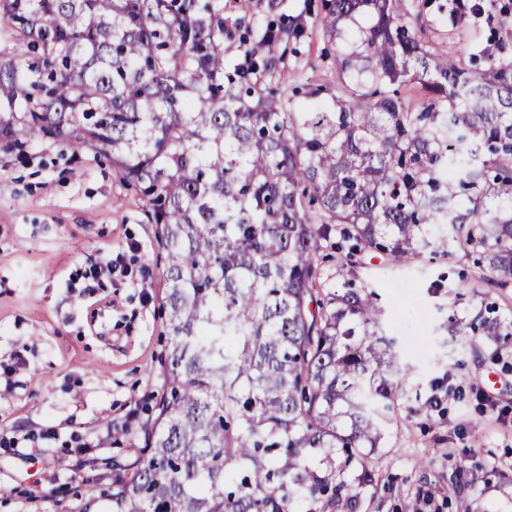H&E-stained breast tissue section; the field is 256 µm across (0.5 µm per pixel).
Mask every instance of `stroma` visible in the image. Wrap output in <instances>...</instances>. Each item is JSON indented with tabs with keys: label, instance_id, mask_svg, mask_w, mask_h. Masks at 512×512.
Here are the masks:
<instances>
[{
	"label": "stroma",
	"instance_id": "stroma-1",
	"mask_svg": "<svg viewBox=\"0 0 512 512\" xmlns=\"http://www.w3.org/2000/svg\"><path fill=\"white\" fill-rule=\"evenodd\" d=\"M326 0H224L229 26L303 23L305 34L277 44L278 70L265 86L336 87V42L319 24ZM426 23L422 38L442 56L490 49L512 55V21L495 0L452 28L456 0H408ZM434 258L389 264L367 253L347 269L345 250L325 242L320 285L345 282L381 296L380 326L393 337L403 375L382 446L371 454L377 483L361 490L360 512H512V286L479 281L483 254L449 245ZM155 227L141 196L103 158L51 142L26 158L0 152V512H80L94 492L97 461L132 456L142 444L146 408L159 398L170 339ZM109 259L123 275L87 288L83 274ZM505 335H487L483 320ZM471 323L454 336L456 321ZM438 393L441 402L428 408ZM501 413H486L485 396ZM57 434L41 440L44 431ZM90 443L91 463L71 450ZM478 468L475 485L449 481L460 467Z\"/></svg>",
	"mask_w": 512,
	"mask_h": 512
}]
</instances>
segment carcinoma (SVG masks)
<instances>
[{
	"label": "carcinoma",
	"instance_id": "1",
	"mask_svg": "<svg viewBox=\"0 0 512 512\" xmlns=\"http://www.w3.org/2000/svg\"><path fill=\"white\" fill-rule=\"evenodd\" d=\"M322 26L336 90L294 103L274 55L225 65L224 0H0L24 49L0 52V146L107 159L164 252L163 390L134 459L100 464L112 512H359L400 361L376 292L316 288L321 242L399 262L448 254V225L512 283V57L437 55L406 0H328Z\"/></svg>",
	"mask_w": 512,
	"mask_h": 512
}]
</instances>
